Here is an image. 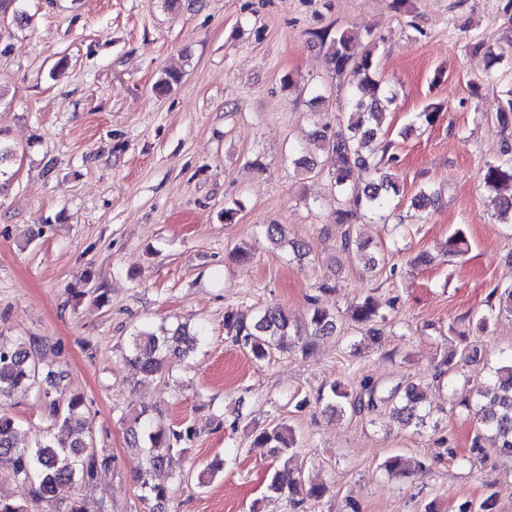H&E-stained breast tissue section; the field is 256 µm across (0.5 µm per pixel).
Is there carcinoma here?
Wrapping results in <instances>:
<instances>
[{
  "label": "carcinoma",
  "mask_w": 512,
  "mask_h": 512,
  "mask_svg": "<svg viewBox=\"0 0 512 512\" xmlns=\"http://www.w3.org/2000/svg\"><path fill=\"white\" fill-rule=\"evenodd\" d=\"M373 41L362 43L360 37L347 30H336L328 43L327 58L333 72L341 78L353 71L361 78L352 86L353 112L346 129L330 133L315 132L330 167V175L342 208L337 210V221L350 224L360 211L379 214L390 205V192L397 191L390 165L394 158L388 156L389 146H384L379 159L363 153L378 137L373 120L395 99V94L381 88L377 79V64ZM495 119L504 128L512 127V96L496 108ZM370 173L373 180L363 193L349 195L351 183L360 175ZM486 186L498 195L500 214L512 215V159H504L486 165L483 173ZM438 197L429 189L422 188L411 201L417 211L435 207ZM350 320L360 326L365 335L374 337L378 320L379 304L372 296L353 304L349 309ZM310 338L301 342L302 353L313 349V339L332 334L336 316L315 306L310 312ZM224 332L236 344L251 354L265 360L278 350L292 344L288 315L279 307L254 311L245 307L231 308L224 312ZM205 329L195 331L177 327L173 330H153L147 325L134 328L130 336L129 354L124 361L133 365L145 378L163 372L172 355H188L205 340ZM496 390L484 401L470 404L467 397L459 401L466 410L474 409L477 423L493 431L500 439V452L512 459V358L496 368ZM38 390L44 400L48 418L60 428H69L82 413L83 396L67 392L63 373L46 368L38 361L35 343L31 340L7 341L0 338V402L23 389ZM394 400L393 412L404 425L425 426L429 414L420 412L421 395L414 385L404 391L390 392ZM376 387L364 381L356 390L349 391L332 385L327 394L326 409L332 413L348 411L362 415L377 406ZM127 435L129 444L141 447L145 453L144 467L136 480L143 490L144 501L166 499L169 491V475L165 464L174 452L185 453L195 437L189 425L172 426L162 421V413L143 407L132 410L128 416ZM253 444L272 449L273 463L268 475V492L283 497L289 507L298 509L308 500L321 499L327 489L323 485L308 484L291 467L290 451L297 440L293 429L280 423H270L255 431ZM92 437L77 434L67 443L43 436L27 444L24 430L4 409H0V468L34 488L33 497L49 502L55 488L73 482H96L112 469V459L91 449ZM497 493L488 494L478 503L464 501L458 512H491Z\"/></svg>",
  "instance_id": "1"
}]
</instances>
